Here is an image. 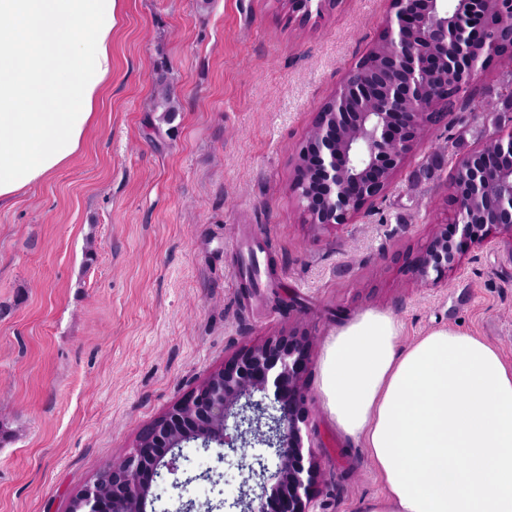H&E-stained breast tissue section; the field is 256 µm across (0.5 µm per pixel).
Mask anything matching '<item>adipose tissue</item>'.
<instances>
[{
	"label": "adipose tissue",
	"instance_id": "obj_1",
	"mask_svg": "<svg viewBox=\"0 0 512 512\" xmlns=\"http://www.w3.org/2000/svg\"><path fill=\"white\" fill-rule=\"evenodd\" d=\"M117 0H0V207L63 168L112 81ZM367 310L337 328L319 394L383 483L360 512H512V363L439 329L400 347Z\"/></svg>",
	"mask_w": 512,
	"mask_h": 512
}]
</instances>
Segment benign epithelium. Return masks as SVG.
I'll use <instances>...</instances> for the list:
<instances>
[{"label":"benign epithelium","mask_w":512,"mask_h":512,"mask_svg":"<svg viewBox=\"0 0 512 512\" xmlns=\"http://www.w3.org/2000/svg\"><path fill=\"white\" fill-rule=\"evenodd\" d=\"M512 63V0H391L379 40L329 97L297 151L291 183L307 223H351L382 197L425 132L474 95L477 72ZM448 220L412 259L426 288L470 249L512 232V130L461 158ZM309 335L291 330L244 348L143 426L125 455L77 493L70 512H146L156 478L179 470L182 444H216L245 478L239 512H314L323 474L309 425ZM233 425H228V420ZM260 446L263 454L248 449Z\"/></svg>","instance_id":"7a95c632"}]
</instances>
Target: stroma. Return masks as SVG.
Instances as JSON below:
<instances>
[{
  "instance_id": "35a3bbf8",
  "label": "stroma",
  "mask_w": 512,
  "mask_h": 512,
  "mask_svg": "<svg viewBox=\"0 0 512 512\" xmlns=\"http://www.w3.org/2000/svg\"><path fill=\"white\" fill-rule=\"evenodd\" d=\"M390 0H324L304 21L283 0H117L112 82L67 166L0 208V512H69L140 428L232 353L294 328L313 338L317 512H358L382 490L316 389L323 348L366 309L395 316L401 346L453 327L512 362L507 235L466 254L437 288L408 270L444 218L458 159L496 131L505 63L480 73L488 112L431 127L386 195L354 223L307 224L290 190L321 107L376 42ZM165 78L180 110L152 109ZM275 273L245 289L239 243ZM186 443L189 484H153L147 512L233 502L235 458ZM220 475L219 484L207 480Z\"/></svg>"
}]
</instances>
